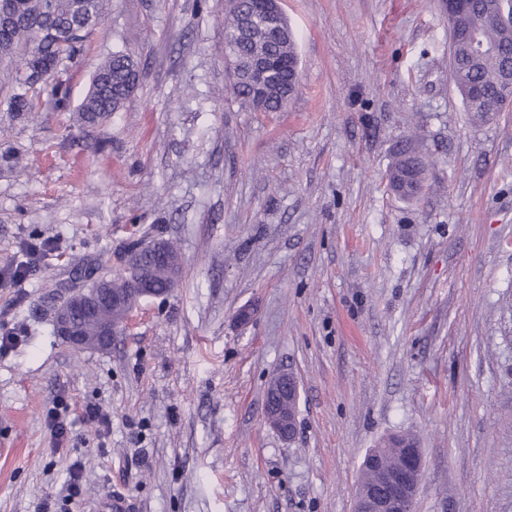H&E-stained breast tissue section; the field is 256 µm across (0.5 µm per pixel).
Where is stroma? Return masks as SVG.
I'll return each mask as SVG.
<instances>
[{"mask_svg":"<svg viewBox=\"0 0 512 512\" xmlns=\"http://www.w3.org/2000/svg\"><path fill=\"white\" fill-rule=\"evenodd\" d=\"M282 8L300 85L280 112L233 100L224 0H112L64 66L71 109L14 112L0 91L17 154L0 165V512H352L365 454L397 434L422 453L413 512H512V106L465 111L443 0ZM115 51L138 85L83 125ZM406 143L427 164L409 202L386 180ZM154 239L178 248L177 287L111 349L67 347L58 301ZM283 371L289 440L263 418Z\"/></svg>","mask_w":512,"mask_h":512,"instance_id":"1","label":"stroma"}]
</instances>
